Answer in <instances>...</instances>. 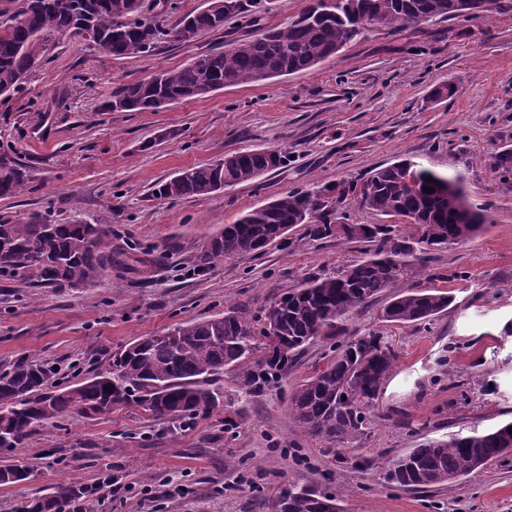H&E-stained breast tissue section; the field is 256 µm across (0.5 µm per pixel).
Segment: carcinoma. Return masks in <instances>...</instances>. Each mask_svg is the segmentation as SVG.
Returning a JSON list of instances; mask_svg holds the SVG:
<instances>
[{"label": "carcinoma", "instance_id": "carcinoma-1", "mask_svg": "<svg viewBox=\"0 0 512 512\" xmlns=\"http://www.w3.org/2000/svg\"><path fill=\"white\" fill-rule=\"evenodd\" d=\"M135 0H0V87L17 91L37 67L47 43L57 35L85 30L108 45L115 57L146 56L173 35L189 42L204 31L224 28V15L205 6L167 28L158 20L140 22ZM507 8L502 0H308L286 26L257 30L220 52L192 58L184 66L112 91L122 112H157L187 98L225 87L266 82L306 71L336 57L363 35L360 20L389 29L417 28L436 19L484 18ZM287 155L276 150L243 151L185 169L158 188L156 197L177 200L206 196L282 168ZM25 174L0 160V197L23 191ZM350 197L358 207L402 224H334ZM486 214L469 202L460 178L439 174L402 158L361 178H342L304 192H289L252 209L208 241L193 272L216 261L260 252L281 243L288 231L305 226L314 240L336 238L356 245L358 256L335 276L314 274L272 301L261 317L241 309L204 320H186L166 332L143 336L112 355L108 367L72 386L48 391L51 371L21 360L0 374L2 448H17L41 424L73 413L105 415L135 405L158 419L182 420L206 414L224 396L215 387L230 372L252 395L287 377L288 368L317 339L336 340V358L294 387L289 412L306 431L333 445L368 434L374 400L392 372L396 354L378 336H346L340 321L371 298L400 284L426 254L466 243L484 229ZM127 264L112 248V230L100 224H27L0 221V275L63 288L94 284L112 266ZM452 296L440 289L396 292L383 316L402 325L429 322L448 309ZM512 450V422L448 439H428L387 462L385 478L407 491L453 483ZM29 477L22 464L0 465V485ZM91 493L68 482L33 499L22 512H82ZM335 501L313 490L288 487L282 512H324Z\"/></svg>", "mask_w": 512, "mask_h": 512}]
</instances>
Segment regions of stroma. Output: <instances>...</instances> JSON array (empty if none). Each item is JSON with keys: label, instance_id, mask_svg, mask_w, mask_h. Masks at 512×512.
Here are the masks:
<instances>
[{"label": "stroma", "instance_id": "stroma-1", "mask_svg": "<svg viewBox=\"0 0 512 512\" xmlns=\"http://www.w3.org/2000/svg\"><path fill=\"white\" fill-rule=\"evenodd\" d=\"M245 19L150 55L115 58L88 41L54 37L22 88L0 96V158L22 167L26 186L0 198V221L82 222L112 229L113 247L153 250L141 270L122 266L94 286H18L0 277V371L27 358L54 367V386L83 381L133 340L231 307L260 314L314 273L352 262L353 244L293 229L260 254L192 274L204 244L241 214L409 157L461 176L487 210L478 237L434 253L404 286L454 296L426 326L386 322L380 293L345 322L374 334L397 359L370 416L367 437L327 454L326 441L288 414L291 390L326 362L310 344L281 386L254 396L231 375L226 405L192 422L158 420L124 406L36 427L0 463L21 461L25 481L0 486V512H21L56 483L97 485L87 512H274L289 485L336 497L343 512H512V455L423 492L388 487L379 464L428 438L483 431L512 420V173L491 158L512 147V11L480 23L435 20L367 33L333 59L264 84L227 87L158 112H113V90L254 35ZM450 83L454 96L432 91ZM280 149L283 168L254 182L174 202L154 196L175 173L244 149ZM238 423L224 431L225 417ZM372 468H359L362 460Z\"/></svg>", "mask_w": 512, "mask_h": 512}]
</instances>
